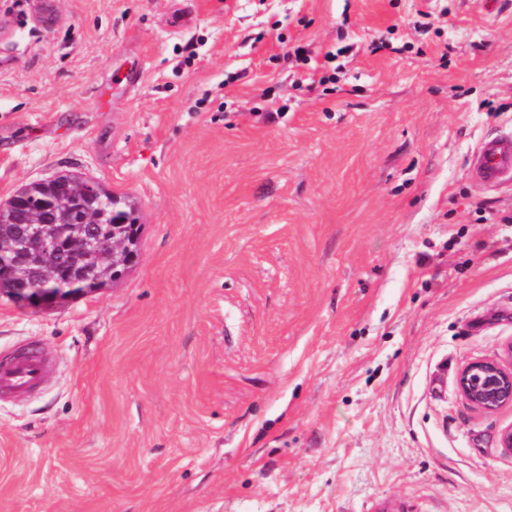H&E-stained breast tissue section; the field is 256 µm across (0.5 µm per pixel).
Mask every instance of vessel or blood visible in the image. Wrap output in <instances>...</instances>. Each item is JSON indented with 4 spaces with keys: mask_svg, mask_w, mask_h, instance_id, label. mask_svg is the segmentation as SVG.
<instances>
[{
    "mask_svg": "<svg viewBox=\"0 0 512 512\" xmlns=\"http://www.w3.org/2000/svg\"><path fill=\"white\" fill-rule=\"evenodd\" d=\"M469 171L479 188L512 187V134L483 137L470 156ZM53 368V356L45 349L0 359V397L21 399L32 394L50 380Z\"/></svg>",
    "mask_w": 512,
    "mask_h": 512,
    "instance_id": "1",
    "label": "vessel or blood"
}]
</instances>
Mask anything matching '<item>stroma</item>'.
Returning a JSON list of instances; mask_svg holds the SVG:
<instances>
[{"instance_id":"obj_1","label":"stroma","mask_w":512,"mask_h":512,"mask_svg":"<svg viewBox=\"0 0 512 512\" xmlns=\"http://www.w3.org/2000/svg\"><path fill=\"white\" fill-rule=\"evenodd\" d=\"M511 128L512 0H0V205L73 172L141 224L105 288L0 295V355L58 359L0 399V512H512V407L456 385L512 343L469 177Z\"/></svg>"}]
</instances>
